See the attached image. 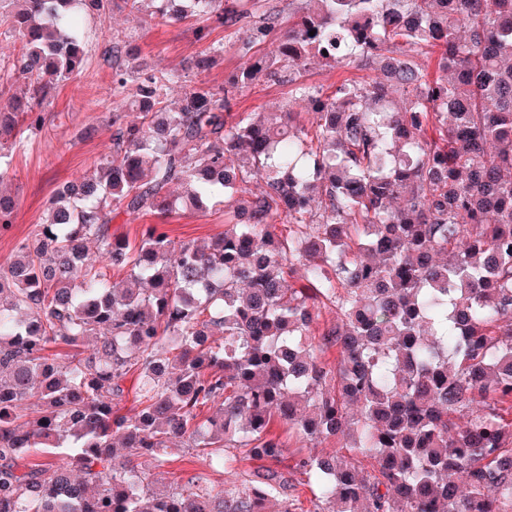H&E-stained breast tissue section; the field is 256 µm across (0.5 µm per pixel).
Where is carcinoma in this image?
I'll return each instance as SVG.
<instances>
[{"label":"carcinoma","instance_id":"carcinoma-1","mask_svg":"<svg viewBox=\"0 0 512 512\" xmlns=\"http://www.w3.org/2000/svg\"><path fill=\"white\" fill-rule=\"evenodd\" d=\"M150 2L200 20L198 42L236 28L245 61L173 111L169 77L124 41L107 51L116 93L136 83L121 107L139 121L112 113L109 154L57 189L0 267V512H263L287 483L273 470L218 491L198 472L151 476L184 438L212 470L234 449L278 462L277 421L372 460L297 459L313 512H512V0H302L267 54L253 49L275 13ZM111 5L0 0L22 43L7 77L27 82L0 99V180L82 65L84 16ZM223 52L207 46L196 67ZM312 59L380 77L324 93L301 80ZM285 77L282 110L231 112L235 89ZM215 200L224 233L203 246L156 224L137 242L110 229L117 211ZM14 220L0 194V233ZM91 243L123 279L91 263ZM330 348L334 364L317 355ZM130 375L137 407L122 414ZM37 448L47 458L28 460Z\"/></svg>","mask_w":512,"mask_h":512}]
</instances>
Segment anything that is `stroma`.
<instances>
[{
	"label": "stroma",
	"instance_id": "1",
	"mask_svg": "<svg viewBox=\"0 0 512 512\" xmlns=\"http://www.w3.org/2000/svg\"><path fill=\"white\" fill-rule=\"evenodd\" d=\"M88 31L86 61L83 69L65 82L40 110L45 122L41 129L27 133L23 146L13 158L12 166L0 189L15 196L16 220L9 233L0 235V266L15 253L18 245L45 219L49 198L59 185L82 178L110 146L112 114L118 111L119 95L113 91L112 66L105 52L112 42L133 40L139 54L157 73L172 75L166 103L176 106L185 92L199 85L224 86L240 68L233 30L212 28L209 41L224 47V60L202 73L195 59L204 49L197 42L191 24H170L158 18L131 14L129 8H113L105 16L85 19ZM288 82H261L237 89L233 109L237 112H275L291 95ZM162 224L174 241H192L202 245L224 230V208L216 205L203 211L176 210L166 216L147 213L137 217L113 214L111 229L130 240H139L148 224ZM286 452L276 471L289 485L287 496L296 499L298 512H312L313 493L303 475L293 465L299 456L328 451L335 441L322 443L286 439Z\"/></svg>",
	"mask_w": 512,
	"mask_h": 512
}]
</instances>
